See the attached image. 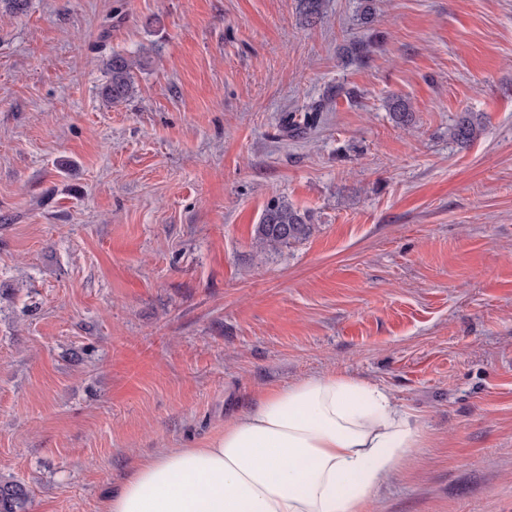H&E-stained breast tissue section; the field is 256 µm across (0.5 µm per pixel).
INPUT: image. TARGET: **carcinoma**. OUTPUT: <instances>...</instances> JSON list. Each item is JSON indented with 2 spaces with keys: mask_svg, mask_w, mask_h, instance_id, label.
I'll return each instance as SVG.
<instances>
[{
  "mask_svg": "<svg viewBox=\"0 0 512 512\" xmlns=\"http://www.w3.org/2000/svg\"><path fill=\"white\" fill-rule=\"evenodd\" d=\"M371 43L359 39L346 48L350 63L364 64L369 59ZM143 59L134 60L124 54L114 53L106 63L110 80L103 87V95L112 102L128 99L134 93L133 69L142 66ZM389 111L400 124L410 121V105L402 97H394L388 103ZM480 117L466 110L455 119L451 135L456 142L464 145L470 142L480 130ZM311 216L295 208L281 197L271 198L265 205L259 224L255 229V243L259 252H275L284 246L307 239L313 232ZM30 499L24 483L13 477H0V512H27Z\"/></svg>",
  "mask_w": 512,
  "mask_h": 512,
  "instance_id": "cac0c4a2",
  "label": "carcinoma"
}]
</instances>
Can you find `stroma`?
<instances>
[{"instance_id": "1", "label": "stroma", "mask_w": 512, "mask_h": 512, "mask_svg": "<svg viewBox=\"0 0 512 512\" xmlns=\"http://www.w3.org/2000/svg\"><path fill=\"white\" fill-rule=\"evenodd\" d=\"M359 3L0 6V475L28 512H100L139 458L332 371L423 433L374 512H512V0ZM115 52L148 57L120 103ZM274 196L315 229L264 255ZM480 119L479 115L469 110L460 112L451 131L453 139L462 145L470 142L480 130Z\"/></svg>"}]
</instances>
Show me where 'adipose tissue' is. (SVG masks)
<instances>
[{"label": "adipose tissue", "mask_w": 512, "mask_h": 512, "mask_svg": "<svg viewBox=\"0 0 512 512\" xmlns=\"http://www.w3.org/2000/svg\"><path fill=\"white\" fill-rule=\"evenodd\" d=\"M392 395L346 374L260 395L194 448L142 459L104 512H370L421 445Z\"/></svg>", "instance_id": "1"}]
</instances>
